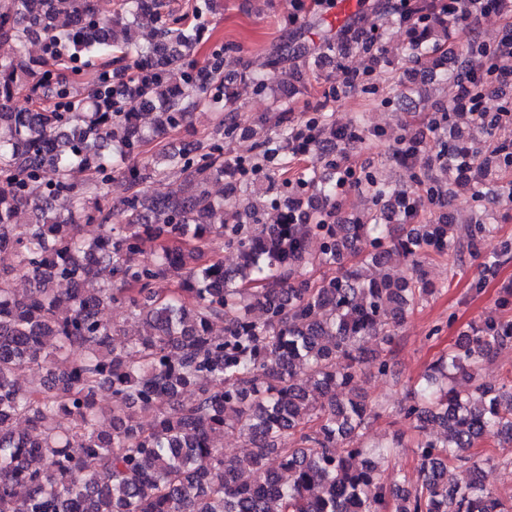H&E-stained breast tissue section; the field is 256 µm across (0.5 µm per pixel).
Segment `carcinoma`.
Instances as JSON below:
<instances>
[{"mask_svg": "<svg viewBox=\"0 0 512 512\" xmlns=\"http://www.w3.org/2000/svg\"><path fill=\"white\" fill-rule=\"evenodd\" d=\"M213 3L111 0L103 18L91 0H0V42L17 47L0 58V512H512V495L482 477L491 464L512 475V369L495 386L481 376L512 347L511 298L459 328L409 380L411 400L399 410L406 429L391 441L365 440L383 405L359 391L368 372L393 376L400 328L437 292L426 265L447 260L451 283L466 257H484L486 274L470 283L478 295L512 258V243L484 252L499 229L483 210L456 224L426 220L379 168L361 179L369 211L340 217L336 162L365 130L322 113L301 145L278 97L254 154L224 157L223 140L238 130L224 60L212 58L204 79L184 70ZM391 10L382 0L364 25L384 30ZM410 12L412 51L444 53L455 3L411 0ZM32 42L49 64L25 53ZM289 53L305 57L310 47H274L244 83L268 95L267 69ZM142 58L146 69L113 84V64ZM493 63L485 49L456 57L442 74L455 111L431 117L429 143L416 130L397 139L396 163L412 176L423 168L417 187L437 208L458 188L480 200L486 178L512 172L511 138L480 143L502 127L500 116L473 119L461 106L466 75ZM88 67L84 97L62 72ZM21 95L30 105L17 110ZM202 104L218 118L206 139L130 164ZM302 154L312 163L296 169ZM75 173L84 174L80 187ZM158 179L169 190L151 196ZM116 180L124 192L114 199ZM223 180L225 195L214 194ZM62 197L69 208L58 212ZM28 204L35 223H14ZM114 212L123 223H110ZM81 222L98 232L80 234ZM147 241L154 259L143 262ZM219 248L235 253L233 266L209 257ZM18 276L31 283L22 294ZM114 305L138 329L105 321ZM32 364L45 380L20 384ZM21 419L29 431L15 429ZM227 432L241 441L232 458ZM406 446L415 449L414 484L382 469ZM455 469L468 479L448 483Z\"/></svg>", "mask_w": 512, "mask_h": 512, "instance_id": "1", "label": "carcinoma"}]
</instances>
